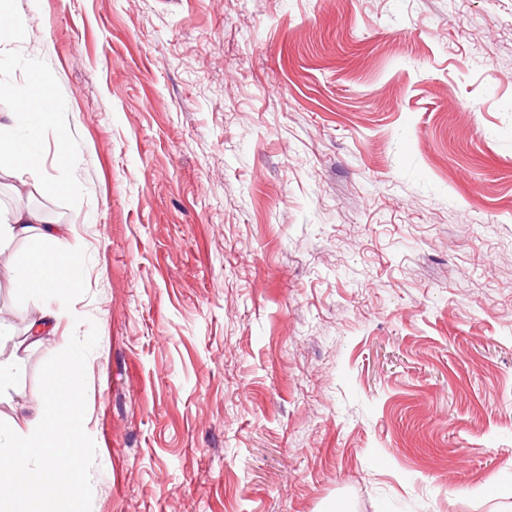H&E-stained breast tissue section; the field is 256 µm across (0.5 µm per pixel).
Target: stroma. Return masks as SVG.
<instances>
[{
	"label": "stroma",
	"mask_w": 512,
	"mask_h": 512,
	"mask_svg": "<svg viewBox=\"0 0 512 512\" xmlns=\"http://www.w3.org/2000/svg\"><path fill=\"white\" fill-rule=\"evenodd\" d=\"M0 217L65 229L79 512H512V0H16ZM67 127L71 151L56 155ZM58 184L55 192L43 183ZM32 85H29L30 87ZM28 87H19L15 90L14 96L17 104V112L14 114L23 115L30 127L39 129L49 120L50 113L43 111L41 107L42 98L49 97L45 88H35L32 92ZM33 157L22 144L0 136V168L22 169L32 165Z\"/></svg>",
	"instance_id": "stroma-1"
}]
</instances>
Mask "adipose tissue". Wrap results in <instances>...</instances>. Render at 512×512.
Returning a JSON list of instances; mask_svg holds the SVG:
<instances>
[{"instance_id": "adipose-tissue-1", "label": "adipose tissue", "mask_w": 512, "mask_h": 512, "mask_svg": "<svg viewBox=\"0 0 512 512\" xmlns=\"http://www.w3.org/2000/svg\"><path fill=\"white\" fill-rule=\"evenodd\" d=\"M62 228L45 223L33 210L17 212L11 223L0 225V242L29 239L36 247L16 265V287L27 296L43 298L61 291H74L73 279L63 269L76 265V257L59 256L53 247ZM30 413L12 420L0 431V471L9 481L0 493V512H33L40 492L67 484L69 504H76L80 481L82 382L71 353H62L49 379L47 393L29 406Z\"/></svg>"}]
</instances>
